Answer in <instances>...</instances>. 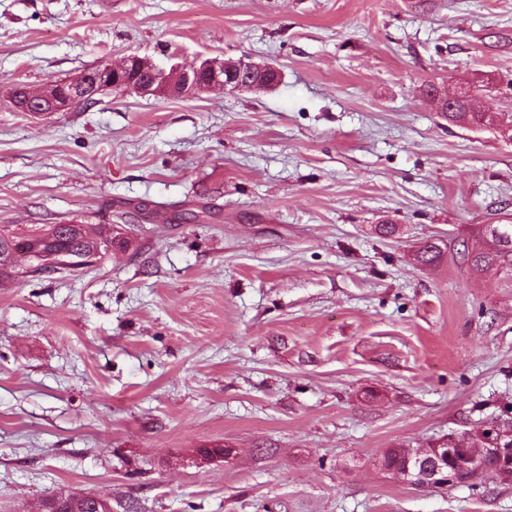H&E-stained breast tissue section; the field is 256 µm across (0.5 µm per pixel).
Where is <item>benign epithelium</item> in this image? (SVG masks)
Listing matches in <instances>:
<instances>
[{
    "mask_svg": "<svg viewBox=\"0 0 512 512\" xmlns=\"http://www.w3.org/2000/svg\"><path fill=\"white\" fill-rule=\"evenodd\" d=\"M276 67L252 61L206 59L198 65L173 67L166 71L145 58L130 55L118 63L101 62L76 77L48 86L33 95L27 86L12 89L15 107L39 116L69 110L95 100V96L121 91L140 96H194L213 90H240L279 83ZM512 462V448H503L484 438L470 445L451 435L431 443L429 448H409L405 464L390 471L410 485L443 488L456 484L477 486L488 480L494 469Z\"/></svg>",
    "mask_w": 512,
    "mask_h": 512,
    "instance_id": "1",
    "label": "benign epithelium"
}]
</instances>
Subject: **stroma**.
<instances>
[{"label":"stroma","mask_w":512,"mask_h":512,"mask_svg":"<svg viewBox=\"0 0 512 512\" xmlns=\"http://www.w3.org/2000/svg\"><path fill=\"white\" fill-rule=\"evenodd\" d=\"M131 54L281 80L8 98ZM480 76L512 113V0H0V227L128 242L0 275V512H512L510 485L375 464L512 409V276L415 260L512 214V142L422 92Z\"/></svg>","instance_id":"obj_1"}]
</instances>
